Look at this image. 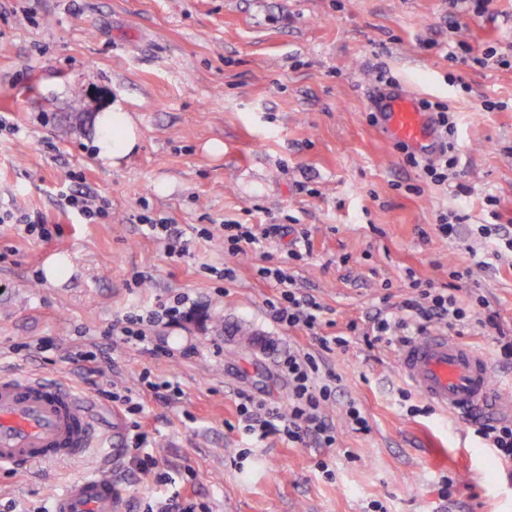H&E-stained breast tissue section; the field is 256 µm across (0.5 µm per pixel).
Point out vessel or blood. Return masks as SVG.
Instances as JSON below:
<instances>
[{"instance_id":"b4317fda","label":"vessel or blood","mask_w":512,"mask_h":512,"mask_svg":"<svg viewBox=\"0 0 512 512\" xmlns=\"http://www.w3.org/2000/svg\"><path fill=\"white\" fill-rule=\"evenodd\" d=\"M385 132L423 156L433 154L431 113L400 95L381 106ZM402 378L438 409L470 417L489 406L493 371L488 355L462 338L427 332L397 356ZM102 442L92 401L66 384L39 376L0 375V472L27 473L73 460ZM112 481L80 476L52 499L51 512H117Z\"/></svg>"}]
</instances>
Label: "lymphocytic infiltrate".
I'll use <instances>...</instances> for the list:
<instances>
[{"mask_svg":"<svg viewBox=\"0 0 512 512\" xmlns=\"http://www.w3.org/2000/svg\"><path fill=\"white\" fill-rule=\"evenodd\" d=\"M258 274L262 278L274 280L278 286V296L268 302L274 321L306 330L308 335L316 337L321 351L328 352L332 348L346 346L345 337L321 335V304L314 298L300 294L285 269L276 264L259 268ZM412 288L413 295L403 303L408 313L407 318L377 315L371 328L372 335L367 340L368 345L407 342L410 336L422 332L424 323L433 320L447 321L452 329L468 324V310L459 304L447 287H438L429 281H416ZM189 302L188 295L178 294L156 309L129 315L119 333L125 340L146 342V326L163 320H178L186 315ZM279 364L292 388L291 404L287 412H280L278 408L252 397H242L238 413L244 431L260 440L279 435L294 441L298 439L300 430L304 429L316 435L325 446H332L336 438L325 420L323 407L331 400L334 390L330 384H317L320 367L316 357L309 353L291 351L281 355ZM473 432L498 460L512 463L511 419L474 417Z\"/></svg>","mask_w":512,"mask_h":512,"instance_id":"f902f5d3","label":"lymphocytic infiltrate"}]
</instances>
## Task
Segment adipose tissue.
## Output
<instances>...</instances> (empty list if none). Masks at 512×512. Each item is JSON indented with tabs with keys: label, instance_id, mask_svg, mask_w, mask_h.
<instances>
[{
	"label": "adipose tissue",
	"instance_id": "obj_1",
	"mask_svg": "<svg viewBox=\"0 0 512 512\" xmlns=\"http://www.w3.org/2000/svg\"><path fill=\"white\" fill-rule=\"evenodd\" d=\"M94 145L98 158L112 165L138 149L140 136L136 121L121 104H113L111 111L97 115Z\"/></svg>",
	"mask_w": 512,
	"mask_h": 512
}]
</instances>
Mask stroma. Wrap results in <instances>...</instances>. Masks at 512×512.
Returning <instances> with one entry per match:
<instances>
[{
	"label": "stroma",
	"instance_id": "35a3bbf8",
	"mask_svg": "<svg viewBox=\"0 0 512 512\" xmlns=\"http://www.w3.org/2000/svg\"><path fill=\"white\" fill-rule=\"evenodd\" d=\"M458 40L505 62L448 60ZM381 72L390 91L448 106L453 185L427 182L369 121ZM115 100L141 145L114 167L92 143L97 112ZM0 115V207L62 227L40 241L0 225V372L88 395L107 438L84 458L0 473V512H48L68 481L94 474L111 478L120 512L176 494L206 512H370L374 501L386 512H512V469L497 467L469 421L425 412L415 393L401 401L396 347H368L348 329L368 326L383 296L401 304L413 280L430 279L456 282L462 306L497 313L499 330L475 321L465 340L490 354L497 331L512 336V251L490 257L479 231L512 219V0L480 16L446 0H0ZM76 189L97 195L109 218L64 213L59 198ZM450 212L463 217L454 238L437 230ZM146 217L173 224L185 254L143 235ZM228 224L288 232L232 253ZM301 235L310 253L288 260ZM53 249L70 266L51 283L43 255ZM277 261L324 306V334L349 339L324 357L339 379L324 408L329 448L309 434L260 441L239 422L244 393L287 408L281 353L318 350L269 314L277 286L257 270ZM178 293L195 307L150 328L158 354L106 338ZM41 337L54 349H28ZM78 350L95 361H71ZM163 381L171 391L155 393ZM112 391L142 413L121 410ZM352 403L369 432L348 426ZM138 428L157 461L148 473L132 459ZM448 476L458 490L446 500Z\"/></svg>",
	"mask_w": 512,
	"mask_h": 512
}]
</instances>
